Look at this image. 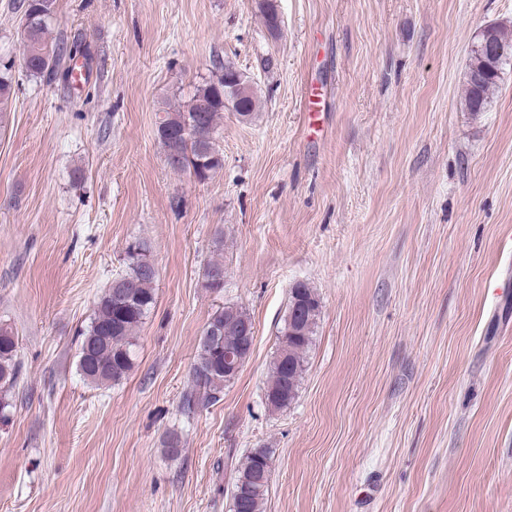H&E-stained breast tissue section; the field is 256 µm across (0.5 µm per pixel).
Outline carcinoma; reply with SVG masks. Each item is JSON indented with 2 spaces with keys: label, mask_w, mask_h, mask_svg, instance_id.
Returning <instances> with one entry per match:
<instances>
[{
  "label": "carcinoma",
  "mask_w": 512,
  "mask_h": 512,
  "mask_svg": "<svg viewBox=\"0 0 512 512\" xmlns=\"http://www.w3.org/2000/svg\"><path fill=\"white\" fill-rule=\"evenodd\" d=\"M22 20L29 21L23 28V65L32 76L55 74L65 60L83 55L79 46L51 43L48 25L54 15L56 0H20ZM259 11L270 35L279 33L281 20L276 0H259ZM495 42L506 50L497 71L478 82H466L465 106L470 112H483L496 91L500 74L512 66V35L500 28ZM216 79L197 89L186 110L166 112L159 122L156 135L162 144L165 157L172 152L182 154L179 164L168 163L177 172L195 173L203 170L204 179L223 168L224 155L216 143L215 133L222 118L225 103L243 121L251 119L258 103L257 86L249 77L229 61L216 62ZM195 121L205 131L199 139L183 138L184 127ZM127 270L118 281H112L100 296L90 325L83 332L79 348L78 367L84 380L104 385L123 379L132 369L137 346L136 330L155 304L153 284L156 275L147 268V248L142 242L129 247ZM205 287L217 290L224 287V265L218 261L208 264ZM320 300L313 288L297 282L289 292L288 313L279 331V349L270 365L266 382L267 405L273 410L288 407L298 395L305 370L307 354L320 315ZM253 326L247 310L230 305L216 313L209 321L200 343L199 352L192 366L194 389L183 398V410L195 411L200 404L217 399L224 383L236 373L224 371L226 346L236 344L246 327ZM219 331L220 340L211 338L210 329ZM18 343L11 328L0 325V418H7L8 393L16 384ZM272 455L267 448L249 451L230 464L233 472V490L244 483L243 499L233 495L234 512H263L269 490Z\"/></svg>",
  "instance_id": "1"
}]
</instances>
